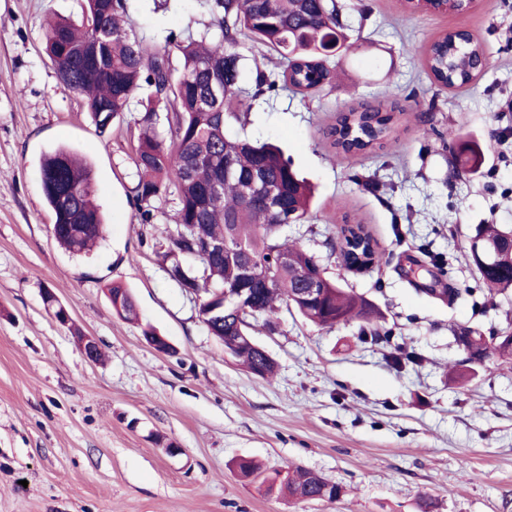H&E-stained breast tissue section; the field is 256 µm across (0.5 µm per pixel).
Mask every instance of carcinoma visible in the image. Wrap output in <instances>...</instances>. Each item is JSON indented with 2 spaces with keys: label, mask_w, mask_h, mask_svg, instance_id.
<instances>
[{
  "label": "carcinoma",
  "mask_w": 512,
  "mask_h": 512,
  "mask_svg": "<svg viewBox=\"0 0 512 512\" xmlns=\"http://www.w3.org/2000/svg\"><path fill=\"white\" fill-rule=\"evenodd\" d=\"M347 5L338 0H210L211 22L186 41L169 38L167 46L151 53L145 41L127 23L128 0H84L82 22L68 19L48 23L45 51L54 65L63 90L82 99L96 130H108L101 109L112 104V119L139 107V129L133 157L138 180L134 204L148 222L156 203H172L173 223L166 225L157 251L169 264L171 278L197 296L199 313L208 332L235 336V319L213 309L223 306L224 288L240 281L236 259L209 249L213 242L231 237L242 241L250 255L270 272L269 279L248 285L258 309L248 332L257 325L273 330L280 306L292 308L307 323L331 329L352 320L371 321L372 306L362 296L341 287L339 280L324 275L323 295L313 303L299 298L300 273L317 264L315 257L296 244H288L278 230L265 226L267 191L278 204L279 225L304 224L309 219L313 191L292 168L281 150L268 142L230 132L231 121L245 122L252 101L279 87L305 94L318 90L331 78V56L324 49L336 43L352 48L347 30L351 22ZM107 36V58L98 61L88 45ZM276 51L283 68L275 73L254 61V90L242 84V60L237 52L240 37ZM177 52L178 69L170 56ZM484 56L482 44L464 31H450L434 40L424 53V64L433 79L446 87H461L478 73ZM165 113L168 137L157 130ZM394 116L368 106L338 113L328 130L342 154L372 150L387 139ZM235 166L224 177V162ZM41 185L54 215L53 235L71 254L82 256L99 239L103 220L94 203L93 171L88 159L75 150L60 147L45 154ZM252 180L262 190L245 199L243 186ZM341 234L364 242L343 253L347 271L369 267L375 258L374 239L362 224H344ZM512 234V227L487 224L479 232L485 242L497 243ZM288 257V263L280 258ZM479 280L500 293L512 288V249H498L489 267L468 256ZM112 308L126 320L139 319L128 291L119 284L109 287ZM488 356H512V341L490 336L483 341ZM245 368L263 378L274 374L275 363L265 362L248 345L235 350ZM267 488L301 499L334 500L342 487L303 468L264 478Z\"/></svg>",
  "instance_id": "cac0c4a2"
}]
</instances>
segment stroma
Segmentation results:
<instances>
[{"mask_svg": "<svg viewBox=\"0 0 512 512\" xmlns=\"http://www.w3.org/2000/svg\"><path fill=\"white\" fill-rule=\"evenodd\" d=\"M82 0H0V512H512V359L467 363V327L506 331L512 289L488 299L466 259L483 224L512 225V0L463 14H412L403 0H350L353 49L308 96L282 89L255 100L249 135L279 145L317 188L311 218L279 236L313 254L343 287L374 306L385 343L360 322L326 330L280 311L255 341L277 363L255 376L224 353L199 301L157 256L169 215L142 222L133 205L134 112L98 134L63 91L44 51L47 16L79 19ZM207 0H129L150 47L210 21ZM467 31L488 57L470 84H435L419 57L441 34ZM382 147L337 153L339 112L389 110ZM480 146L479 169L458 147ZM67 146L93 164L106 227L86 256L54 239L40 158ZM377 242L366 269L341 273L330 247L342 222ZM139 319L112 309L110 285ZM71 316L60 325L42 295ZM152 326L174 346L154 350ZM97 339L93 363L76 338ZM422 355L399 370L392 344ZM175 442L172 456L165 445ZM265 474L301 466L340 484L336 500H295L242 478L238 459ZM129 291L125 290L123 286L119 284H113L109 287V293L112 297L110 300L113 310L116 314L126 320H138L139 316L136 310V306L132 300ZM118 299H120V310L117 308Z\"/></svg>", "mask_w": 512, "mask_h": 512, "instance_id": "1", "label": "stroma"}]
</instances>
